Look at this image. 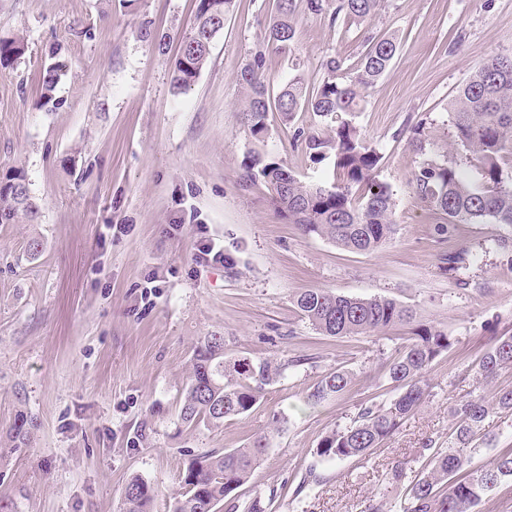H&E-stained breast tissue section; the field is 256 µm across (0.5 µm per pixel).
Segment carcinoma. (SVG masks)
<instances>
[{
  "label": "carcinoma",
  "instance_id": "cac0c4a2",
  "mask_svg": "<svg viewBox=\"0 0 512 512\" xmlns=\"http://www.w3.org/2000/svg\"><path fill=\"white\" fill-rule=\"evenodd\" d=\"M380 0H306L308 12L327 15L331 21L357 25L370 17ZM233 0H197L194 23L181 41L172 83L188 89L206 65L214 37L224 28V18ZM295 0H276V15L269 26L268 43L292 51L298 41L294 21ZM399 46L393 37L373 38L356 60L327 57V79L310 95L304 78L296 74L278 92L262 73V55L245 67L239 81L247 88V113L255 134L267 131L266 116L279 112L290 120L298 112L311 111L325 123L323 133L309 134L305 146L312 161H332V178L306 182L271 155H249L243 163L245 181H262L271 202L308 235L326 239L358 253L375 251L390 242L397 232L394 193L378 179L382 156L354 122L366 94L389 71ZM26 50L23 40L0 39V66L18 60ZM64 71L51 63L41 77L45 102L53 94ZM451 131L436 159L427 157L431 130L427 119H419L410 130L409 143L424 156L409 187L439 220L438 230L458 224L490 221L512 226V175L502 167L504 158L512 165V55H496L475 70L458 87L445 108ZM24 174L11 169L0 175V224L19 219H36ZM501 261L512 265V238H501L490 248ZM441 269L460 285L463 253L452 249L440 257ZM295 304L313 329L327 336H377L394 326L410 325L413 310L388 297L360 298L341 295L327 288H307L296 295ZM452 345L451 338L431 323L411 328V342L399 349L386 364L388 378L400 389L385 403L362 406L344 426L327 432L317 444L316 456L327 462L368 456L389 438L411 413L429 397L427 372L432 361ZM304 364L298 357L284 363L267 358L255 360L224 352V334L211 332L200 337L193 348L190 372L184 390L180 420L187 426L201 422L221 428L224 421L254 411L263 387L281 377L285 370ZM505 368H512V333L494 337L480 359L477 377L487 383ZM354 373L337 369L322 375L307 392V401L317 404L345 393ZM512 413V386L501 387L489 396L473 391L451 408L455 430L443 447L433 439L423 449L431 451L421 471L411 476L406 463L394 462L385 481L405 488L400 501L382 492L366 499L362 512H474L490 492L512 483V448L503 449L493 466L471 467L474 441L487 420ZM35 424L25 412L14 418L7 448L0 447V463L31 438ZM269 445V436L257 437L248 446L189 454L182 473L183 492L174 497L173 512H216V506L247 483ZM160 490L139 476H132L122 489V512H151Z\"/></svg>",
  "mask_w": 512,
  "mask_h": 512
}]
</instances>
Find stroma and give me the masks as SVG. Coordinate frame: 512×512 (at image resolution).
I'll list each match as a JSON object with an SVG mask.
<instances>
[{"mask_svg":"<svg viewBox=\"0 0 512 512\" xmlns=\"http://www.w3.org/2000/svg\"><path fill=\"white\" fill-rule=\"evenodd\" d=\"M196 0H0V37L28 50L0 67V172L22 170L39 207L36 223L0 224V439L18 412L34 437L0 469V500L12 512H120L126 480L158 487L154 512H172L189 453L239 448L270 434L252 479L220 512H362L397 460L418 459L427 439L447 443L450 408L476 386L493 332H512V265L490 252L461 288L440 271L447 250L512 234L492 223L460 224L441 240L409 181L420 160L407 131L421 115L443 146L445 107L492 55L512 52V0H384L345 27L298 7L293 52L267 44L275 0H234L210 58L190 89L171 74ZM390 36L399 52L355 121L383 156L379 177L394 191L398 232L372 253L349 252L288 223L263 182H244L248 153L278 159L317 181L297 131L320 130L310 112L267 117L255 135L243 112L241 71L262 54L274 85L293 72L316 92L328 56H356L367 38ZM65 66L54 103L41 105L40 75ZM233 267L197 264L201 239ZM42 249L26 255L30 240ZM411 307L448 333L430 365V401L366 459L319 461L321 437L366 400L397 389L385 363L410 330L325 336L293 303L305 288ZM223 333L237 357L307 362L263 391L253 412L219 429L184 425L182 392L192 345ZM352 370L340 398L308 403L322 375ZM279 433H272L273 418ZM315 468L319 483L293 491Z\"/></svg>","mask_w":512,"mask_h":512,"instance_id":"obj_1","label":"stroma"}]
</instances>
